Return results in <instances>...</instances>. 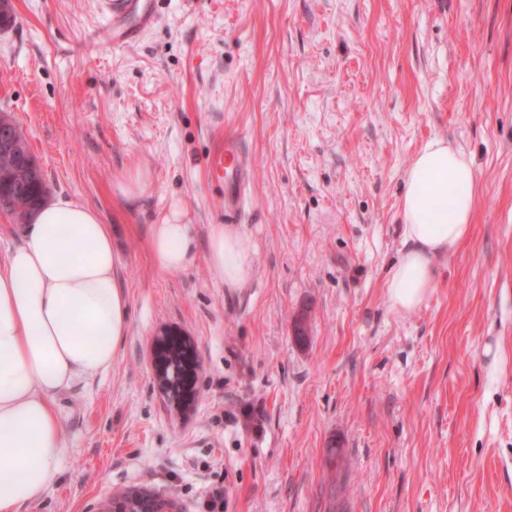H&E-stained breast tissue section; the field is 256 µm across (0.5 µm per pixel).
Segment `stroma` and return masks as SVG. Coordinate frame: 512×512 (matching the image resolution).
Returning a JSON list of instances; mask_svg holds the SVG:
<instances>
[{"label": "stroma", "instance_id": "obj_1", "mask_svg": "<svg viewBox=\"0 0 512 512\" xmlns=\"http://www.w3.org/2000/svg\"><path fill=\"white\" fill-rule=\"evenodd\" d=\"M106 2L13 0L0 31V110L51 194L111 225L130 308L111 369L55 399L63 471L21 512L127 492L201 512L219 489L224 512H512V0H156L117 49ZM228 135L253 163L238 288L206 259ZM436 138L474 160V222L405 312L385 280ZM174 210L197 255L171 274L149 237ZM164 328L195 343L182 412L154 375Z\"/></svg>", "mask_w": 512, "mask_h": 512}]
</instances>
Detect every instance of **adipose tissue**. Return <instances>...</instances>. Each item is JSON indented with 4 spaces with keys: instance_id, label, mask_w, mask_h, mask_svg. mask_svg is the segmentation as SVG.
I'll return each mask as SVG.
<instances>
[{
    "instance_id": "adipose-tissue-1",
    "label": "adipose tissue",
    "mask_w": 512,
    "mask_h": 512,
    "mask_svg": "<svg viewBox=\"0 0 512 512\" xmlns=\"http://www.w3.org/2000/svg\"><path fill=\"white\" fill-rule=\"evenodd\" d=\"M475 168L452 143L435 139L404 177L400 215L405 247L386 281L395 307L422 304L441 259L468 237ZM191 225L171 215L155 225L150 249L159 268L185 270L195 256ZM112 229L70 198L45 199L27 217L19 243L0 254V512L40 501L62 471V420L54 398L107 373L128 332L118 288ZM208 261L231 288L252 258L237 232L217 228Z\"/></svg>"
}]
</instances>
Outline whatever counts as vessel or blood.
I'll return each instance as SVG.
<instances>
[{"label":"vessel or blood","instance_id":"1","mask_svg":"<svg viewBox=\"0 0 512 512\" xmlns=\"http://www.w3.org/2000/svg\"><path fill=\"white\" fill-rule=\"evenodd\" d=\"M129 4L127 0H110L107 11L112 23V44L116 47L133 41L138 29L151 26L155 14L150 7H143L137 26L125 22ZM208 173L224 185V214L239 216L244 210L252 183V167L248 154L234 138H226L223 148L217 149L209 162Z\"/></svg>","mask_w":512,"mask_h":512}]
</instances>
